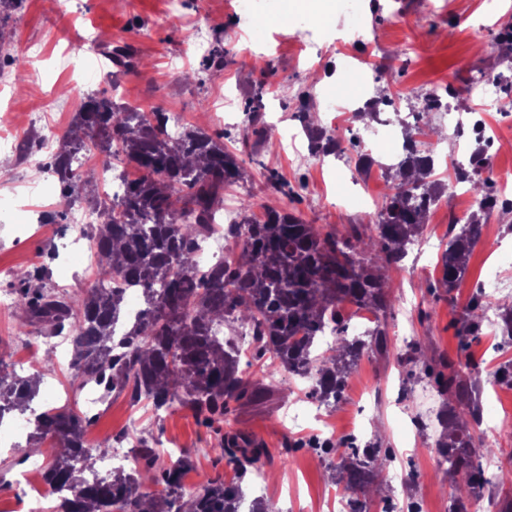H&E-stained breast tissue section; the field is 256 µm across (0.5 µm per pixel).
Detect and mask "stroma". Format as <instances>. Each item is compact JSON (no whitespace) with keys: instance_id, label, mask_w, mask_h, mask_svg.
<instances>
[{"instance_id":"stroma-1","label":"stroma","mask_w":512,"mask_h":512,"mask_svg":"<svg viewBox=\"0 0 512 512\" xmlns=\"http://www.w3.org/2000/svg\"><path fill=\"white\" fill-rule=\"evenodd\" d=\"M239 0H20L17 8L0 11V78L22 120L11 131L20 152L8 153L0 167V196L30 183L33 169L25 150L39 136L34 119L45 94H62L78 81L88 49L103 52L118 46L131 57L128 66L113 65L111 80L88 86V93L126 102L145 112H179L194 127L221 136L244 171L224 190V201L238 205L251 197L253 211L295 213L322 232L346 235L350 227L366 229L369 220L358 209L336 200L335 169L319 170L311 154L303 117L321 112L335 98L342 71L359 75L361 98L385 111L387 98L404 110L421 108L433 90L443 91L452 104L466 102L467 112L482 113L488 125L502 126L505 113L483 111L471 81L480 72H500V39L512 36V0H333L322 10L317 0H274L269 17H247ZM178 11L179 22L169 20ZM365 18L364 39L339 45L358 18ZM207 26L208 56L192 59L193 29ZM40 42L42 60L33 69L16 63L21 48ZM417 52L403 55L404 42ZM361 56L393 68L392 83H377ZM251 113L256 124L234 125V116ZM446 121L428 117L419 131L422 147L435 150L434 179H443L450 153L471 154L473 136L463 133L437 137ZM283 184L275 189L270 175ZM458 198L443 196L436 205L437 221L424 225L400 266L390 268L387 287L393 306L376 313L385 331L388 354H364L348 375L342 398L329 405L325 420L306 415L302 432L288 430L286 411L301 405L305 392L299 378L288 375L269 381L266 360L241 357L239 368L252 381L271 383L261 399L230 406L233 429L258 439L268 450L260 479H237L231 466L213 451L222 428L201 423L191 411L177 408L156 414L147 401H133L128 392H113L91 405L70 379L66 359L39 325L18 326L14 307L0 308V358L17 372L32 375L52 358L55 372L45 387L60 389L51 407L79 411L91 419L85 439L95 448H113L137 437L153 448H173L190 455L193 466L182 479L191 493L203 476L224 482L241 481L247 498H255L257 481L268 489L264 500L278 512H328V504L346 497L334 468L348 447H373L389 455L388 467L362 495L367 512L394 499L418 504L421 512H447L455 494V479L441 465L436 444L442 432L438 415L447 398L436 375H449L461 363L472 362L475 389L472 406L459 412L475 447L481 448L486 483L465 500L466 512H502L512 499V383L495 382L494 375L512 367V338L500 328L480 324L474 335H460L473 294L469 283L484 279L495 257L505 259L503 278L512 289V221L500 210H488L487 229L472 251L463 286L441 285L440 255L448 242V210L465 206V185ZM41 223L25 212L0 215V300L14 297L19 287L14 273L38 269L44 283L67 294L80 293L95 279L86 263L57 257L56 248L68 233L60 197L42 202ZM491 410L484 422L470 416L471 407ZM418 429H409L410 420ZM336 441L324 453L314 441ZM25 466L17 449L0 446V512H22L16 484Z\"/></svg>"}]
</instances>
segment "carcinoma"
I'll list each match as a JSON object with an SVG mask.
<instances>
[{"label":"carcinoma","mask_w":512,"mask_h":512,"mask_svg":"<svg viewBox=\"0 0 512 512\" xmlns=\"http://www.w3.org/2000/svg\"><path fill=\"white\" fill-rule=\"evenodd\" d=\"M167 121L163 112L146 114L118 107L110 98L86 97L75 128L63 136L50 164L62 183L63 204L70 206L85 191L73 161L91 147L122 158L141 176H121L123 195L100 212L103 221L93 235L99 258L94 283L80 295L60 296L39 284V272L21 270L15 274L22 285L15 306L29 323L42 324L54 336L68 331L74 346L72 382L82 386L104 377L107 392L129 388L134 400L146 399L156 412L181 407L209 426L222 425L230 403L259 396L261 388L239 370L236 345L213 334L218 322L252 325L255 356L270 353L278 361L269 377L308 378L324 402L338 400L355 362L370 349L387 350L378 327L366 336H348L338 302L344 295L375 311L391 306L384 269L404 259L406 246L422 230L426 205L449 189L446 183L425 181L434 168L433 151L416 149L413 134H405V156L395 165L399 180L389 182L385 207L369 232L339 237L275 210L258 220L254 203L243 199L241 222L228 230L236 237V259L200 269L199 241L223 208L224 187L242 178V168L220 138L192 127L173 139ZM306 130L315 154H336V143L323 129ZM458 181L470 185L482 208L492 206L488 183L463 170ZM479 239L475 218L448 235L441 256L443 287L464 278ZM131 285L141 288L146 310L141 321L117 336L114 325L124 289ZM327 321L336 324V346L318 356L315 333ZM439 388L460 402L472 401L474 383L460 371ZM37 394L31 379L4 372L0 361V423L28 412L33 437L52 435L63 448L44 475L60 493L57 512H239L241 486L233 482L207 477L184 500L181 474L192 465L187 455L162 469L157 484L163 489L155 493L142 492L137 475L123 470L87 480L90 461L107 455V449L86 444L88 420L75 410H33ZM439 421L444 433L437 452L448 462V472L462 475L470 491L482 486L485 478L474 458L490 449L474 447L453 409L445 408ZM214 451L243 477L260 472L268 456L266 448L245 442L233 430L224 433ZM385 464L373 448H356L341 458L348 512H365L360 493Z\"/></svg>","instance_id":"obj_1"}]
</instances>
